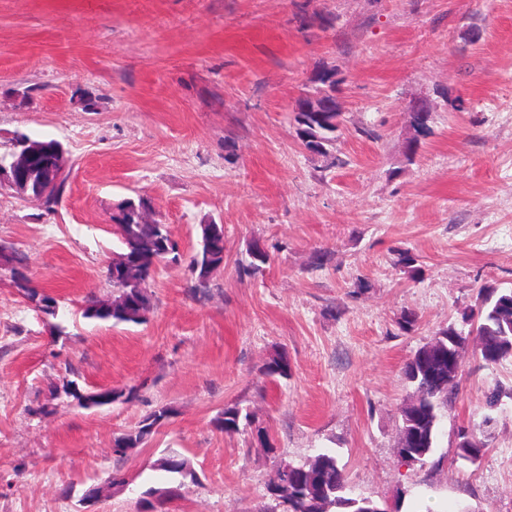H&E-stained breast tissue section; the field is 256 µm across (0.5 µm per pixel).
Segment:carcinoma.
Returning <instances> with one entry per match:
<instances>
[{
	"label": "carcinoma",
	"instance_id": "carcinoma-1",
	"mask_svg": "<svg viewBox=\"0 0 512 512\" xmlns=\"http://www.w3.org/2000/svg\"><path fill=\"white\" fill-rule=\"evenodd\" d=\"M339 112H299L297 123L303 133L317 138L307 147L321 154L327 153L326 146L332 144L340 124ZM50 174V161L42 156L35 159L30 174L29 188L36 191ZM146 201L129 199L118 206L112 215L113 231L125 248L123 259L108 268L107 278L112 287L126 295V304L112 307V304L91 301L84 308L85 319L118 324H141L150 311L151 296L147 282L151 275L147 268L151 257L163 251L178 255V245L173 240L169 225L160 220L150 224L143 221L142 210ZM192 267L197 269L195 291L208 288L210 274L224 263V228L213 230L209 225L202 226L201 244L192 256ZM17 285L30 301L40 300L44 305L38 310L45 315H54L51 309L53 299L44 295L28 281ZM476 321L477 343L474 356L484 365H493L512 357V288H485L478 294L477 306L472 310ZM466 346V338L448 327L437 333L433 341L408 359L404 366L405 379L413 387L410 400L401 410L400 445L398 455L405 461L424 465L434 452L439 425L447 415L459 390L461 358ZM264 373L273 378H286L289 375V362L284 354L272 358L264 368ZM76 382L63 383V393L75 398L85 408H101L128 395L122 390L98 389L84 395L75 388ZM171 410L161 407L148 414L138 430L124 434L115 440L113 453L123 457L128 452L141 447L154 432L158 423L168 418ZM241 411L227 408L214 424L224 431L239 428ZM471 447L457 449L459 458L469 461L486 448L485 442L476 434L464 436ZM155 467L170 475L176 486L166 490V496L177 497L183 486V479L194 476L189 460L181 454H168L160 457ZM293 473L277 474V481L267 486L269 497L275 506L268 512H361L363 499L347 493L348 479L339 468L336 457L324 451L302 463H290Z\"/></svg>",
	"mask_w": 512,
	"mask_h": 512
}]
</instances>
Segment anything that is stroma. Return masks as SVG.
I'll list each match as a JSON object with an SVG mask.
<instances>
[{
    "label": "stroma",
    "instance_id": "obj_1",
    "mask_svg": "<svg viewBox=\"0 0 512 512\" xmlns=\"http://www.w3.org/2000/svg\"><path fill=\"white\" fill-rule=\"evenodd\" d=\"M329 69L342 123L321 155L292 105ZM18 132L61 142L69 178L53 212L0 188V243L66 333L0 269V512H82L96 485L98 512H140L170 449L195 476L157 512H266L278 468L324 450L392 512H512V359L479 366L466 320L480 288H512V0H0L1 154ZM130 198L179 259L143 324L82 319L116 295L112 214ZM203 224L223 225L224 264L198 294ZM450 326L469 345L459 397L428 462H402L404 364ZM283 352L288 378L267 377ZM69 380L134 396L87 410ZM230 407L248 415L234 433L214 425ZM467 430L487 442L473 464ZM20 275H21V279L25 280L27 282V284L26 285L19 284L18 282H16L15 278L13 277L17 288H19L20 291L23 292V295L31 303H34L36 299H38V301H42L45 303L43 306L35 305V307L40 312H42L45 315L54 316V312L50 308V306H51V302H55V300L53 298H50L49 296L44 295L43 294L44 291H39L36 286H33L31 280L23 272H20ZM171 410L167 407H160L148 414L142 421L138 430L134 433L123 434L115 440L113 453L123 457L128 452L140 448L146 439L154 432L155 427L162 419L168 418Z\"/></svg>",
    "mask_w": 512,
    "mask_h": 512
}]
</instances>
